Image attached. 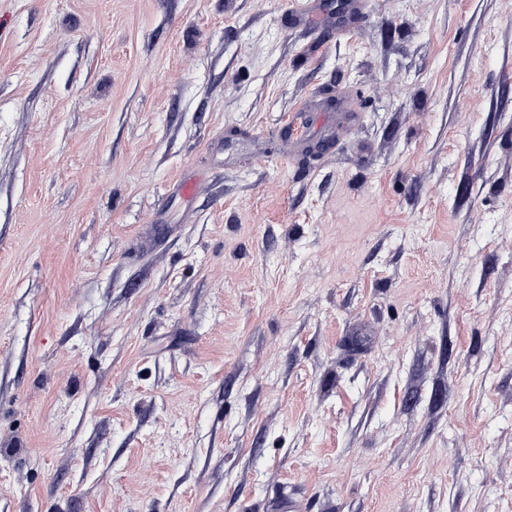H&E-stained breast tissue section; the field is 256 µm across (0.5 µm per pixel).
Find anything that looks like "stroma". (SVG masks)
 Returning <instances> with one entry per match:
<instances>
[{
    "label": "stroma",
    "instance_id": "stroma-1",
    "mask_svg": "<svg viewBox=\"0 0 512 512\" xmlns=\"http://www.w3.org/2000/svg\"><path fill=\"white\" fill-rule=\"evenodd\" d=\"M331 2L0 0V512H512V0ZM310 112H299L284 121L279 128V135L288 141H295L296 145H301L303 140H307L309 133V115Z\"/></svg>",
    "mask_w": 512,
    "mask_h": 512
}]
</instances>
